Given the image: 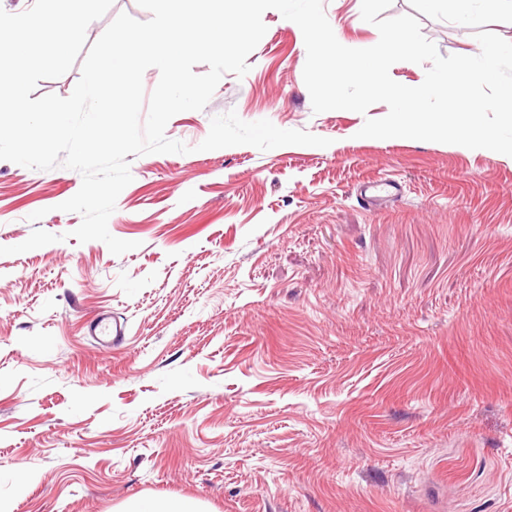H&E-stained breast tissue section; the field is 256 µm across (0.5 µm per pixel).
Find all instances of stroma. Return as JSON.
Returning a JSON list of instances; mask_svg holds the SVG:
<instances>
[{"mask_svg":"<svg viewBox=\"0 0 512 512\" xmlns=\"http://www.w3.org/2000/svg\"><path fill=\"white\" fill-rule=\"evenodd\" d=\"M323 8L343 41L378 42L361 0ZM407 14L444 56L512 39L422 0L384 12ZM262 20L249 72L168 122L191 153L131 157L108 229L136 249L73 238L77 171L0 160V246L60 237L0 256L12 512H512V158L359 137L382 102L313 113L301 30ZM231 110L330 144L199 150ZM389 174L398 194L368 204ZM102 312L127 326L109 347L88 333ZM123 512H201L198 504L188 498L143 497L128 502Z\"/></svg>","mask_w":512,"mask_h":512,"instance_id":"stroma-1","label":"stroma"}]
</instances>
